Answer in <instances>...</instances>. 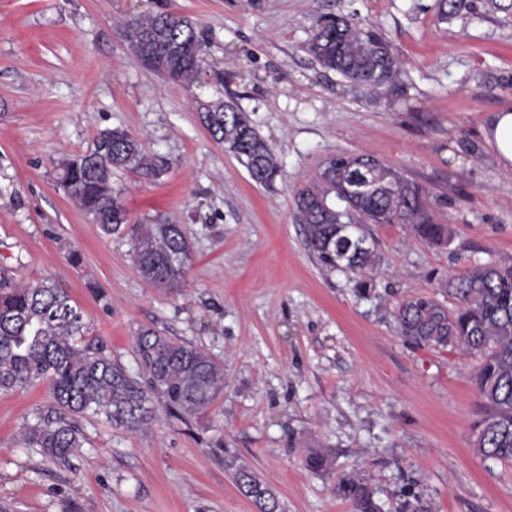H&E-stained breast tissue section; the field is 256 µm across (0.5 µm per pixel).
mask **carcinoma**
Wrapping results in <instances>:
<instances>
[{"instance_id": "cac0c4a2", "label": "carcinoma", "mask_w": 512, "mask_h": 512, "mask_svg": "<svg viewBox=\"0 0 512 512\" xmlns=\"http://www.w3.org/2000/svg\"><path fill=\"white\" fill-rule=\"evenodd\" d=\"M444 20L466 8L464 0H437ZM153 31L151 69L189 86L201 72L203 39L182 15H143L127 22V37ZM325 69L373 90L391 89L397 75L390 45L341 14L323 18L307 46ZM201 121L258 185L270 188L280 166L246 113L232 102L206 107ZM169 162L147 155L140 141L121 128L106 129L87 153L65 157L60 185L98 224L104 235L125 232L140 277L154 288L182 286L192 260L183 225L158 216L132 224L112 175L131 170L157 180ZM295 217L319 261L363 276L371 287L379 255L367 244L364 224H405L413 237L441 247L452 232L433 218L427 193L400 171L367 155L331 154L317 177L294 193ZM450 309L432 297L408 299L394 318L401 335L417 344L477 355L473 384L481 414L472 425L473 452L483 461H512V257L478 264L448 275ZM147 383L112 358L103 339L86 336L82 312L54 282L22 283L0 267V391L13 392L38 381L49 383L51 399L37 411L24 443L50 459L65 461L83 447L79 418L102 415L116 429L136 431L149 424L154 402L184 417L206 413L224 390V365L202 348L142 329L134 337ZM239 491L257 512H283L273 489L248 466L226 463ZM337 494L353 512H380L373 492L358 475L342 477Z\"/></svg>"}]
</instances>
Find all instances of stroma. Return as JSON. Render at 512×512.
<instances>
[{
  "label": "stroma",
  "instance_id": "stroma-1",
  "mask_svg": "<svg viewBox=\"0 0 512 512\" xmlns=\"http://www.w3.org/2000/svg\"><path fill=\"white\" fill-rule=\"evenodd\" d=\"M437 17L436 0H0V266L50 279L132 374L139 329L203 347L224 365V391L200 419L156 405L150 426L80 424L66 461L26 447L50 399L47 383L0 393V504L12 512H255L224 467L236 457L285 512H351L336 493L359 473L382 512L414 498L434 512H512V465L471 446L476 358L418 346L394 311L442 298L441 282L512 255V167L481 134L512 105V0H467ZM176 13L195 22L205 63L183 87L131 52L124 23ZM358 18L397 62L380 97L323 69L307 43L322 16ZM234 102L281 166L273 188L201 122ZM122 128L166 157L157 182L119 171L132 221L175 217L193 261L176 291L150 287L121 234L60 188L59 163ZM376 157L428 191L452 242L436 247L400 224H368L380 255L373 288L326 268L295 220L293 195L336 153ZM82 255L80 265L69 260ZM318 449L326 471L305 469Z\"/></svg>",
  "mask_w": 512,
  "mask_h": 512
}]
</instances>
